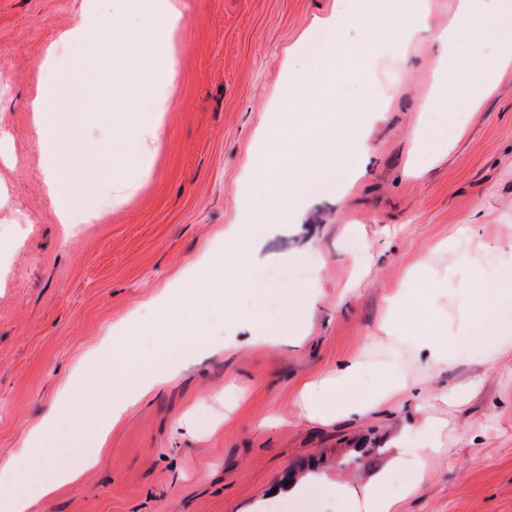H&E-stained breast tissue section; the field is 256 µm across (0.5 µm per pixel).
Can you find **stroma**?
Wrapping results in <instances>:
<instances>
[{"instance_id":"1","label":"stroma","mask_w":512,"mask_h":512,"mask_svg":"<svg viewBox=\"0 0 512 512\" xmlns=\"http://www.w3.org/2000/svg\"><path fill=\"white\" fill-rule=\"evenodd\" d=\"M175 62V94L152 175L112 174L103 146L123 129L105 113L77 111L67 97L48 116L73 115L87 151L62 179L88 182L103 214L62 224L40 188L51 158L35 142L29 103L40 82L72 62L59 34L82 22V0H0V460L27 443L65 373L115 325L133 318L151 331L155 297L205 256L224 253V230L246 212L242 175L274 119L277 88L307 67L316 37L344 50L368 49V70L385 101L361 117L355 76L330 83L335 110L358 117L336 130L338 144L365 147L364 171L348 188L308 198L287 224L261 236V267L313 258L308 273L280 283L267 320L304 313L301 332L254 339L249 291L234 318L207 301L202 320L218 349L145 395L113 427L95 466L58 488L35 512H258L288 474L317 467L330 512L361 497L398 437L416 446L420 422L447 419L439 451L414 490L389 484L392 512H512V345L427 368L405 350L408 391L362 417L302 416L303 387L358 359L366 372L400 346L381 325L394 291L418 270L449 285L493 280L512 256V67L495 72L471 112H454L459 136L429 159L411 148L427 122L423 99L438 92L437 37L457 0H425L429 25L405 54L365 47L359 30L321 21L338 0H186ZM53 48L51 68L31 59ZM134 193L120 207L106 196ZM466 254L460 267L455 257ZM236 334L232 347L225 336ZM478 386L456 407L448 395ZM358 464L343 466L354 449Z\"/></svg>"}]
</instances>
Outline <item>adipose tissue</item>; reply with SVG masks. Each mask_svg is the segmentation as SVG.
I'll return each mask as SVG.
<instances>
[{"instance_id": "1", "label": "adipose tissue", "mask_w": 512, "mask_h": 512, "mask_svg": "<svg viewBox=\"0 0 512 512\" xmlns=\"http://www.w3.org/2000/svg\"><path fill=\"white\" fill-rule=\"evenodd\" d=\"M121 8L143 18L142 26L120 28L113 26L111 15L99 12L94 0H86L82 28L66 32L65 38L76 50V60L70 74L62 80L40 86L31 106L33 127L37 141L46 151L55 153L58 163L78 166L82 158L83 142L77 136L71 118L48 122L46 107L68 96L73 84H80L86 92L84 111L114 113L119 124L124 125V145L113 151V170L120 171L135 166L142 177H149L153 163L152 145L158 144L163 134L161 111L163 99L154 103L152 119L142 125L135 118L141 105L138 98L125 94L126 84H145L150 81L159 63L175 64L173 37L184 20V6L171 4L170 0H118ZM377 6L374 0H344V6L326 21L327 26L343 31L350 24H357L365 42H372L377 35ZM456 22L439 37L441 51L437 56L438 67H445L447 47L462 39L466 30H485L496 41L499 53L493 61H485L476 52H468L460 59L467 72L469 86L460 94L426 97L424 112L437 110L453 112L473 111L490 88L489 76L493 71L512 66V0H458ZM429 12L424 0H403L385 33L389 46L404 51L415 33L427 27ZM115 66L118 78L108 95H100L94 72L100 65ZM43 185L50 201L56 207L60 223L72 221L73 213H83L95 219L97 211L91 207L83 182L63 183L58 178L56 166L48 167L43 174ZM459 293L467 299L474 312L473 318L460 330L445 326L435 316H428L422 328H414L408 321L407 310L415 296L414 290L403 289L390 300V318L383 327L385 333L406 338L408 345L422 352L427 364L447 365L456 358L503 342V329L493 321L495 307L512 303V261L505 262L500 277L491 282H471L461 286ZM361 365L354 360L343 363L333 378L320 380L304 389L300 408L304 416L315 417L324 411L339 415L362 416L404 390V376L400 351H392L387 362L377 369L370 386H363ZM439 422H431L433 436L423 446L408 448L394 455L386 471L378 473L367 484L362 502L348 505L346 512H391L392 500L384 489L390 471L406 466L422 467L435 452L434 435L439 432Z\"/></svg>"}]
</instances>
